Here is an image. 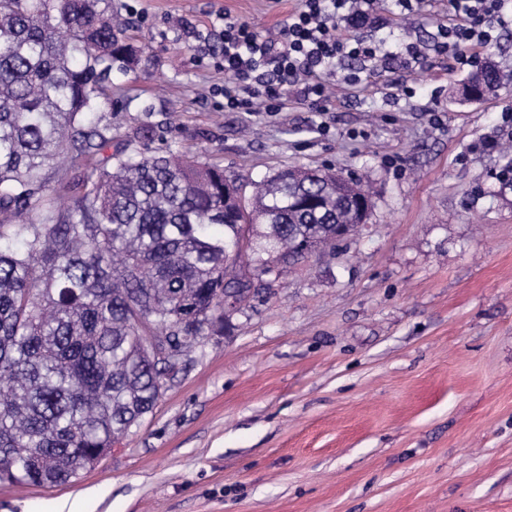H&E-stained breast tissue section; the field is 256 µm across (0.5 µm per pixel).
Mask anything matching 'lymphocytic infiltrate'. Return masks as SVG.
I'll return each mask as SVG.
<instances>
[{
    "label": "lymphocytic infiltrate",
    "instance_id": "1",
    "mask_svg": "<svg viewBox=\"0 0 512 512\" xmlns=\"http://www.w3.org/2000/svg\"><path fill=\"white\" fill-rule=\"evenodd\" d=\"M378 0H299L296 10L275 33L264 35L231 15L217 11L222 28L220 69L225 76L224 106L243 112L276 111L288 91L301 104L326 111L330 101L324 78L350 58L360 72L347 75L351 85L362 74L386 73L393 65L412 70L423 58L413 43H389L362 35ZM512 25V0H448V21L435 36L438 53L453 69L472 66L477 50Z\"/></svg>",
    "mask_w": 512,
    "mask_h": 512
}]
</instances>
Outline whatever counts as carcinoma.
Masks as SVG:
<instances>
[{
    "label": "carcinoma",
    "instance_id": "obj_1",
    "mask_svg": "<svg viewBox=\"0 0 512 512\" xmlns=\"http://www.w3.org/2000/svg\"><path fill=\"white\" fill-rule=\"evenodd\" d=\"M103 0H0V481L77 479L163 396L147 337L231 332L224 296L336 248L372 207L324 169L231 178L118 137L101 112L112 70L135 61ZM464 85L496 97L492 60ZM67 154V170L47 174Z\"/></svg>",
    "mask_w": 512,
    "mask_h": 512
}]
</instances>
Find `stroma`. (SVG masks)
<instances>
[{
	"label": "stroma",
	"instance_id": "obj_1",
	"mask_svg": "<svg viewBox=\"0 0 512 512\" xmlns=\"http://www.w3.org/2000/svg\"><path fill=\"white\" fill-rule=\"evenodd\" d=\"M108 3L136 52L112 72L113 127L232 177L349 173L374 207L208 336L120 452L55 488L0 482V512H512V91L467 101L434 54L412 96L390 73L351 87L347 59L329 112L227 111L215 12L265 34L298 0ZM394 10L379 37L427 45L446 21Z\"/></svg>",
	"mask_w": 512,
	"mask_h": 512
}]
</instances>
